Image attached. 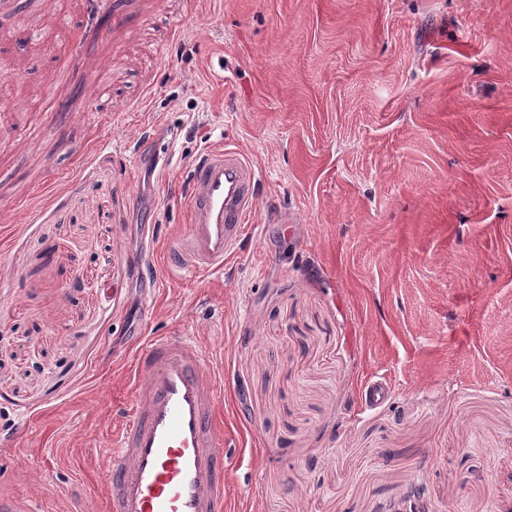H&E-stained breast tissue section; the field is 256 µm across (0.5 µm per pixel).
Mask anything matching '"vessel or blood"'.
Returning <instances> with one entry per match:
<instances>
[{"instance_id": "vessel-or-blood-1", "label": "vessel or blood", "mask_w": 512, "mask_h": 512, "mask_svg": "<svg viewBox=\"0 0 512 512\" xmlns=\"http://www.w3.org/2000/svg\"><path fill=\"white\" fill-rule=\"evenodd\" d=\"M261 175L238 149L204 154L188 175V226L174 265L189 276L222 271L259 202ZM139 384L108 451L100 489L107 512H227L222 376L184 330L144 338Z\"/></svg>"}]
</instances>
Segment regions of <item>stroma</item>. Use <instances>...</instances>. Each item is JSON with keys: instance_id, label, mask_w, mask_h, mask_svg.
<instances>
[{"instance_id": "obj_1", "label": "stroma", "mask_w": 512, "mask_h": 512, "mask_svg": "<svg viewBox=\"0 0 512 512\" xmlns=\"http://www.w3.org/2000/svg\"><path fill=\"white\" fill-rule=\"evenodd\" d=\"M47 2L0 0V493L105 512L134 342L179 328L228 512H512V0ZM226 145L239 252L145 298L144 225L166 252Z\"/></svg>"}]
</instances>
